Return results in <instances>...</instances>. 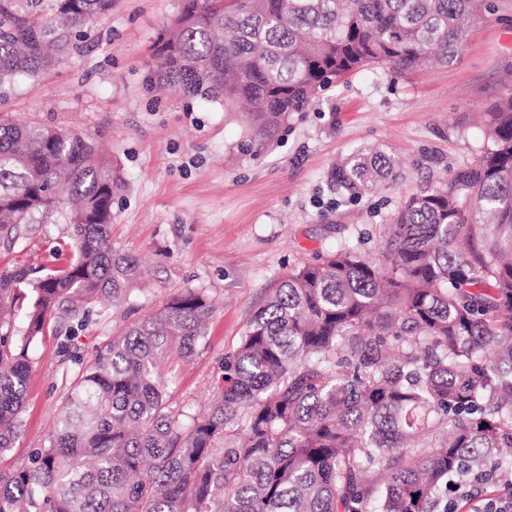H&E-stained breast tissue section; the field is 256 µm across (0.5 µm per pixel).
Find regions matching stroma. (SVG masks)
I'll return each mask as SVG.
<instances>
[{
	"mask_svg": "<svg viewBox=\"0 0 512 512\" xmlns=\"http://www.w3.org/2000/svg\"><path fill=\"white\" fill-rule=\"evenodd\" d=\"M486 2L487 19L468 28L456 63L407 77L386 67L351 72L256 154L241 148L240 114L156 83L153 54L180 0H114L63 65L18 79L5 111L96 137L116 166L123 187L112 241L143 268L127 304L77 331L79 354L93 358L181 289H206L215 304L207 336L168 371L173 399L204 406L225 353L288 271L334 248L378 254L411 196L474 163L484 108L512 88V0ZM363 148L386 152L394 179L356 197L336 191V164ZM65 240V225H27L16 243L0 241V270L64 266ZM73 380L72 362L46 334L32 350L22 426L0 471L23 468L47 445Z\"/></svg>",
	"mask_w": 512,
	"mask_h": 512,
	"instance_id": "35a3bbf8",
	"label": "stroma"
}]
</instances>
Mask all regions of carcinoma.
I'll return each mask as SVG.
<instances>
[{
	"label": "carcinoma",
	"mask_w": 512,
	"mask_h": 512,
	"mask_svg": "<svg viewBox=\"0 0 512 512\" xmlns=\"http://www.w3.org/2000/svg\"><path fill=\"white\" fill-rule=\"evenodd\" d=\"M159 38V85L248 116L278 140L336 80L451 65L480 0H188ZM112 0H0V101L90 37ZM480 160L398 211L376 258L296 266L259 308L209 407L172 400L166 368L207 335L186 288L78 361L48 445L0 474V512H448V479L512 447V92L485 110ZM393 176L376 149L332 174L359 194ZM122 181L94 138L0 113V237L68 225L74 260L0 271V453L30 349L51 319L130 300L139 260L112 243Z\"/></svg>",
	"instance_id": "1"
}]
</instances>
